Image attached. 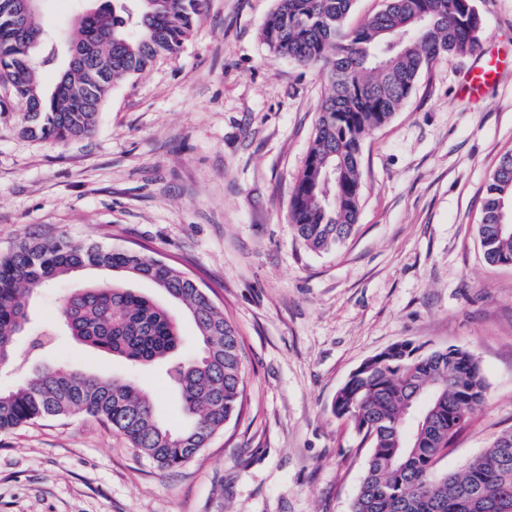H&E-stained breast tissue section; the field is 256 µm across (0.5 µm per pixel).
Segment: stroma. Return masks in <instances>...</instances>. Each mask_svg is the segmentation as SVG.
<instances>
[{"label": "stroma", "instance_id": "obj_1", "mask_svg": "<svg viewBox=\"0 0 512 512\" xmlns=\"http://www.w3.org/2000/svg\"><path fill=\"white\" fill-rule=\"evenodd\" d=\"M481 48L423 70L400 112L361 152L355 233L316 254L296 239L290 199L324 75L271 55L274 0H206L182 51L112 90L94 132L24 136L0 112V256L22 235L150 248L212 287L244 352L240 417L174 471L98 420L42 419L0 433V512H351L369 445L331 410L354 369L394 342L470 351L487 398L439 459L456 472L512 429V266L483 256L486 184L512 153V0H476ZM498 59L479 100L469 70ZM39 292L37 325L99 278ZM0 370L14 389L46 366L132 378L159 417L181 413L166 371L133 368L57 334Z\"/></svg>", "mask_w": 512, "mask_h": 512}]
</instances>
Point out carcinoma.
<instances>
[{"instance_id":"obj_1","label":"carcinoma","mask_w":512,"mask_h":512,"mask_svg":"<svg viewBox=\"0 0 512 512\" xmlns=\"http://www.w3.org/2000/svg\"><path fill=\"white\" fill-rule=\"evenodd\" d=\"M354 0H275L262 28L270 54L326 74L329 92L317 112L304 167L290 201L295 236L312 252L343 244L359 218L364 138L401 111L421 72L444 55L480 48L483 25L475 0H386L356 27ZM205 0H105L78 20V40H43L40 12L26 27L11 24L13 0H0V87L23 112L21 133L65 142L94 131L113 86L174 56L191 37ZM61 64L47 89L39 68ZM512 196V154L502 157L483 200L478 234L485 260L512 263V232L498 229L501 200ZM97 269L114 281L76 288L59 307L70 336L131 366H167L184 421L157 415L153 395L132 379L46 367L0 392V432L45 419L82 414L120 433L157 467L175 470L238 418L245 373L237 332L182 268L144 251L114 250L62 237H22L0 257V364L18 358L23 335L43 347L46 332L30 321L33 295L71 274ZM151 283L162 298L124 285ZM191 319L201 351L180 357L183 336L169 303ZM473 354L461 348L424 352L409 340L364 361L336 393L333 412L370 450L352 512H512V431L459 473L434 466L486 399Z\"/></svg>"}]
</instances>
